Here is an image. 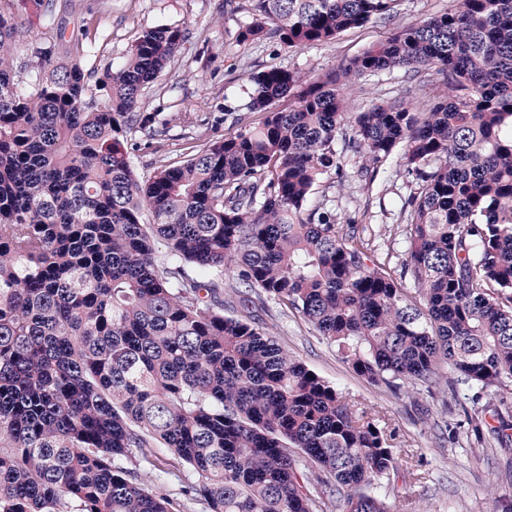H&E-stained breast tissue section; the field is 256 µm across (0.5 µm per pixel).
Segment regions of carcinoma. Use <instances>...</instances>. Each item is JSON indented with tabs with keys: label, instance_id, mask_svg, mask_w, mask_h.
<instances>
[{
	"label": "carcinoma",
	"instance_id": "carcinoma-1",
	"mask_svg": "<svg viewBox=\"0 0 512 512\" xmlns=\"http://www.w3.org/2000/svg\"><path fill=\"white\" fill-rule=\"evenodd\" d=\"M251 2L239 42L304 47L397 0ZM184 40L146 28L100 71L56 62L60 28L21 80L23 33L0 13V512H182L141 483L154 448L193 471L180 495L206 512H392L382 419L256 309L300 313L374 386L512 383V0H451L317 77L250 73L263 120L142 182L140 97ZM393 69L442 89L420 112L349 104V84ZM398 147L416 191L396 276L310 199L343 152L372 182ZM226 272L242 285L227 299Z\"/></svg>",
	"mask_w": 512,
	"mask_h": 512
}]
</instances>
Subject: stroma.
Masks as SVG:
<instances>
[{"label":"stroma","instance_id":"obj_1","mask_svg":"<svg viewBox=\"0 0 512 512\" xmlns=\"http://www.w3.org/2000/svg\"><path fill=\"white\" fill-rule=\"evenodd\" d=\"M450 0H399L392 20H374L307 47L275 41L242 44L236 36L250 19L248 0H53V17L25 20L17 64L32 52L50 47L57 22L67 21L73 40L71 60L86 67L119 63L143 28L179 25L186 41L167 74L147 88L139 110L152 115L155 136L132 150L138 176L151 175L164 162L174 163L202 147L198 130L221 137L258 125L263 115L249 109L247 75L271 66L309 76L334 69L342 59L384 41L395 24L420 22L446 10ZM91 57H84L86 47ZM438 77L431 71L381 72L353 82L345 94L353 107L392 99L419 110L430 100ZM314 200H328L340 222H353L375 258L398 269L404 258L406 217L401 202L416 184L391 158L373 184H365L358 163L347 159L343 177L328 174ZM288 353L342 390L349 400L385 415L394 445L400 448L390 474L397 512H512V438L490 433L498 422L512 425V387L497 396L454 399L445 385L426 389L410 385L392 392L366 382L350 369L317 330L300 314L268 302L259 315ZM500 418H493V409Z\"/></svg>","mask_w":512,"mask_h":512}]
</instances>
